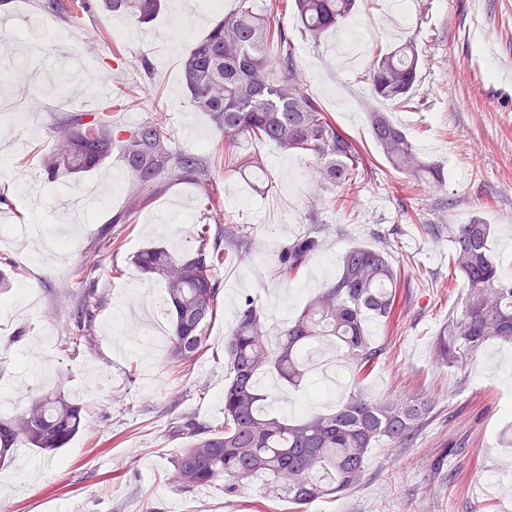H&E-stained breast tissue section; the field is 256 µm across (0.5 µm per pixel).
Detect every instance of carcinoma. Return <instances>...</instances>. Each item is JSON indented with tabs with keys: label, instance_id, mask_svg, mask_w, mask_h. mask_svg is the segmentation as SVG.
I'll list each match as a JSON object with an SVG mask.
<instances>
[{
	"label": "carcinoma",
	"instance_id": "carcinoma-1",
	"mask_svg": "<svg viewBox=\"0 0 512 512\" xmlns=\"http://www.w3.org/2000/svg\"><path fill=\"white\" fill-rule=\"evenodd\" d=\"M280 0H270L267 13L253 0L218 20L190 48L182 65L183 81L193 109L208 112L224 138V159L239 169L260 167L244 153L251 141H272L285 150L315 159V181L346 198L368 178L358 142L340 130L314 97L295 78L297 61L285 31L271 13ZM164 0H99L108 13H124L145 23L158 14ZM294 15L312 37L340 26L358 0H292ZM42 8L60 18L91 8L90 0H47ZM420 57L413 43L373 56L367 71L373 95L404 105L417 83ZM372 137L391 168L404 176L401 186L424 181L443 183L441 168L422 161L407 134L383 112L369 113ZM118 143L122 161L137 187L159 177L210 180L206 159L172 146L164 125L152 119L123 135L112 129L104 113H77L56 130L54 149L43 159L51 180H63L101 165ZM490 225L474 219L450 228L452 266L466 287L460 312L448 316L436 334V356L443 366L461 368L490 340L512 342V280L499 274L491 254ZM318 246L306 236L285 249L280 274H298ZM219 248L205 240L175 255L161 245L134 256L141 272L165 284L170 315L166 356L177 367H190L202 354L204 329L216 313L219 288L214 270ZM408 278L389 260L384 246H353L342 257L335 283L324 287L283 326L271 347L261 311L242 305L224 351L229 377L224 385V426L219 429L185 419L179 430L189 442L174 463L172 480L186 490L224 482V494L239 495L254 476L266 480L270 498L306 505L357 488L368 453L391 442L410 446L432 405L423 398L377 399L354 388L334 411L288 418L267 409L261 377L276 373L301 385L309 372L304 354L312 344L334 340L351 361L357 378H366L378 361L365 328L368 317L397 323L405 315ZM99 301L89 288L74 316L66 348L92 342V322ZM85 425L81 406L60 392L32 399L18 414L0 418V464L10 460L17 442L54 454Z\"/></svg>",
	"mask_w": 512,
	"mask_h": 512
}]
</instances>
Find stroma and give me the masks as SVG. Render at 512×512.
Masks as SVG:
<instances>
[{"instance_id": "1", "label": "stroma", "mask_w": 512, "mask_h": 512, "mask_svg": "<svg viewBox=\"0 0 512 512\" xmlns=\"http://www.w3.org/2000/svg\"><path fill=\"white\" fill-rule=\"evenodd\" d=\"M237 0H180L150 23L96 11L67 19L42 0H0V256L18 270L0 290V416L38 395L61 391L88 411L85 429L55 454L18 445L0 467V512H294L266 500L263 478L239 496L222 483L185 490L170 478L187 444L171 425L184 418L224 423L228 371L224 338L245 300L264 314L270 338L340 272L356 245L387 244L411 288L403 320L367 325L378 363L365 381L375 397H424L433 413L412 447L372 449L362 484L304 512H512V344L490 341L462 369L436 360L434 339L465 293L449 262L448 227L490 224V249L512 279V0H405L401 20L386 0H361L343 26L360 28L362 57L337 60L335 32L311 38L293 11L276 22L291 42L305 88L337 126L362 143L373 173L346 205L320 190L311 160L273 143H253L262 176L224 164V142L210 116L193 111L182 62L192 44ZM410 41L421 66L412 108L375 98L366 79L373 49ZM109 111L131 130L159 117L177 148L207 158L220 207L205 217L208 192L189 180L160 181L136 193L119 153L97 169L48 181L43 157L53 128L73 112ZM386 113L410 136L421 159L444 168L445 182L391 190L399 175L383 159L368 123ZM125 223H113L115 215ZM237 227L234 240L218 230ZM218 244L217 312L205 328L207 350L172 370L164 340H151L134 314L162 281L132 262L160 244L188 250L197 233ZM319 239L298 278L279 277L294 239ZM100 300L92 344L62 351L85 289ZM298 388L264 380L275 413L296 417L335 409L355 385L342 353L312 355Z\"/></svg>"}]
</instances>
